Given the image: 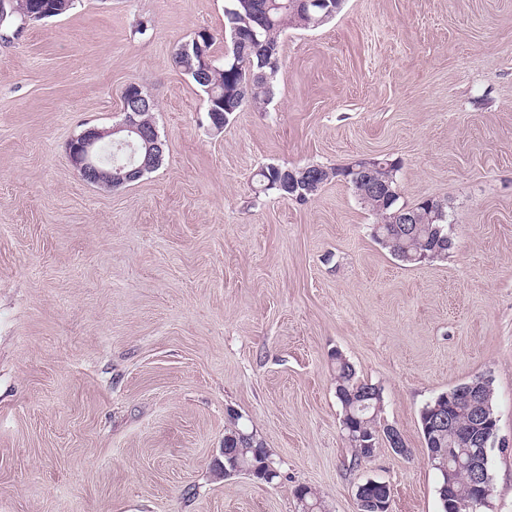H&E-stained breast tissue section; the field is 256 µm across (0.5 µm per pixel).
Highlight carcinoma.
Segmentation results:
<instances>
[{
    "instance_id": "carcinoma-1",
    "label": "carcinoma",
    "mask_w": 512,
    "mask_h": 512,
    "mask_svg": "<svg viewBox=\"0 0 512 512\" xmlns=\"http://www.w3.org/2000/svg\"><path fill=\"white\" fill-rule=\"evenodd\" d=\"M15 4L21 12L7 18L0 25L6 30L17 27L30 10L38 5L54 10L57 17L72 10V7L65 4V0H15ZM224 13V37L227 39V46L223 63H214L212 68L199 75L195 73L198 51L210 55L215 43V36L206 29L195 32L193 38L177 46L178 50L187 47L189 52L183 55L174 53L175 64L200 89H210L211 98L207 99L206 112H212L219 117V121L213 122L217 130L223 129L226 122L224 107L229 106L237 112L243 106V103L230 94L236 87L249 88L248 100L255 104L271 99L275 73L267 65L268 59L280 56V36L284 30L306 27V18L293 9L291 0H227ZM314 171L317 174V190L340 176L349 180L360 202L379 221L375 225L374 233L377 241H388L387 249L399 261L407 265H418L424 258H433L448 251V220L439 218L424 201L411 206L416 213L417 223L407 226L393 223L394 213L401 208L396 178L397 163L387 164L373 172L375 181L387 185V193L392 196L390 200L381 196L359 194L358 174L348 167L340 170L316 165ZM293 173H299V169L270 165L259 171L257 182L266 191L294 198L297 192L291 189L289 181ZM468 386L469 383L465 382L439 395L424 407L420 415L422 424L436 414L451 416L454 423L451 431L425 432L423 437L428 451L450 453L452 465L462 449L477 447V441L487 434V428L473 425ZM364 391L379 393L375 386L357 377L355 369L348 361L341 355H336V397L342 406L343 415L350 419L354 429L370 435L376 445L379 436L376 422L378 409L374 406L360 408L358 396ZM224 447L232 449V456L226 455L224 459L232 457L237 462L258 470L262 468L265 460L271 458L263 444L254 439L253 433L240 428L236 422L225 429ZM459 501H471L469 478L462 472L457 475L448 496L441 499L443 512H450V508Z\"/></svg>"
}]
</instances>
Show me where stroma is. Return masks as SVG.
Segmentation results:
<instances>
[{
  "label": "stroma",
  "mask_w": 512,
  "mask_h": 512,
  "mask_svg": "<svg viewBox=\"0 0 512 512\" xmlns=\"http://www.w3.org/2000/svg\"><path fill=\"white\" fill-rule=\"evenodd\" d=\"M225 0H78L0 40V512H441L422 408L477 376L498 419L482 512H512V0H345L280 37L267 104L215 129L172 56L198 30L224 54ZM147 25L139 34L138 25ZM139 83L162 165L85 181L67 142L120 122ZM398 161L403 202L448 205L452 246L407 266L331 181L305 201L255 173ZM382 397L352 465L334 353ZM280 472L223 478L224 429ZM366 494L369 497L379 499L385 496V489L379 486L368 487ZM368 496L362 494L357 495L358 511L359 512H389L390 511V500L378 501L376 499H370Z\"/></svg>",
  "instance_id": "obj_1"
}]
</instances>
